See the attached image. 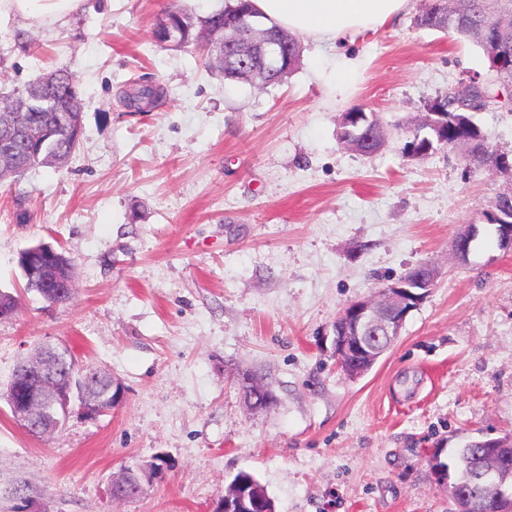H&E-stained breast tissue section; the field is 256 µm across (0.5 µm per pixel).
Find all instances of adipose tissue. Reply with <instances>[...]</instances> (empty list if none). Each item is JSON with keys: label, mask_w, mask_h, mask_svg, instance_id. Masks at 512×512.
I'll return each instance as SVG.
<instances>
[{"label": "adipose tissue", "mask_w": 512, "mask_h": 512, "mask_svg": "<svg viewBox=\"0 0 512 512\" xmlns=\"http://www.w3.org/2000/svg\"><path fill=\"white\" fill-rule=\"evenodd\" d=\"M85 0H0V17L22 16L38 26L60 23ZM264 17L298 37L332 48L357 32L393 22L411 0H251Z\"/></svg>", "instance_id": "adipose-tissue-1"}]
</instances>
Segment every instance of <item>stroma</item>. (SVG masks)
I'll return each mask as SVG.
<instances>
[{
  "label": "stroma",
  "instance_id": "35a3bbf8",
  "mask_svg": "<svg viewBox=\"0 0 512 512\" xmlns=\"http://www.w3.org/2000/svg\"><path fill=\"white\" fill-rule=\"evenodd\" d=\"M166 4L86 0L51 27L0 20V90L65 68L83 111L63 164L0 182V290L21 298L0 319V512H213L241 471L276 512H456L429 455L512 434V251L483 217L512 180L471 173L456 149L413 159L404 145L429 103L485 76L479 48L417 27L412 0L337 43L361 62L350 95L316 77L330 51L310 43L263 89L159 44ZM142 77L167 97L127 111ZM357 106L390 132L378 152L336 135ZM475 121L512 157V101ZM469 224L479 235L462 263L451 242ZM40 242L74 261L70 303L23 290L19 253ZM419 265L436 271L429 295L348 378L331 356L337 314ZM42 343L109 373L118 406L49 438L17 425L7 387ZM245 372L271 384L266 409L243 402ZM158 457L164 471L139 497L113 498V476Z\"/></svg>",
  "mask_w": 512,
  "mask_h": 512
}]
</instances>
